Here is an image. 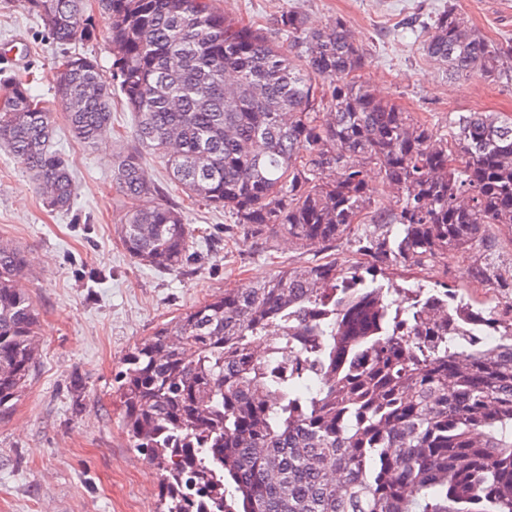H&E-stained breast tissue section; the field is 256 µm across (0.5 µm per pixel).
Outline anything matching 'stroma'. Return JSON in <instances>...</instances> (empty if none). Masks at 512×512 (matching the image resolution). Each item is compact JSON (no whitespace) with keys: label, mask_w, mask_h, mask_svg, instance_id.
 <instances>
[{"label":"stroma","mask_w":512,"mask_h":512,"mask_svg":"<svg viewBox=\"0 0 512 512\" xmlns=\"http://www.w3.org/2000/svg\"><path fill=\"white\" fill-rule=\"evenodd\" d=\"M466 21L494 43L512 42V0H457ZM225 15L271 28L294 11L308 26L340 18L365 53L361 79L435 128L447 129L459 112L512 115V71L494 84L452 79L422 49L433 17L448 0H217ZM96 36L73 44L95 57L104 82L112 80L107 25L97 0H86ZM54 44L42 23L0 0V79L35 75L34 92L53 116V147L75 178L70 210L45 207L26 170L0 145V240L23 250L30 271L26 289L40 324L32 378L13 409L0 417V512H155L160 475L132 448L120 413L117 375L131 348L154 328L224 289L263 280L281 267L317 260L315 248L287 238L261 247L223 210L189 201L170 181L164 164L144 156L146 179L164 200L182 208L196 230V255L188 268L165 273L135 261L115 228L128 202L112 186V162L130 148L133 117L112 103V131L81 147L54 95ZM492 264L483 279L481 248L423 268L389 267L403 287L448 289L475 308L512 322V232L497 230ZM81 388H74V379Z\"/></svg>","instance_id":"35a3bbf8"}]
</instances>
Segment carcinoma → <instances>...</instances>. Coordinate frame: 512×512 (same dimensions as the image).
Wrapping results in <instances>:
<instances>
[{
  "label": "carcinoma",
  "mask_w": 512,
  "mask_h": 512,
  "mask_svg": "<svg viewBox=\"0 0 512 512\" xmlns=\"http://www.w3.org/2000/svg\"><path fill=\"white\" fill-rule=\"evenodd\" d=\"M106 2L114 83L97 60L63 55L55 93L83 147L110 129L113 96L134 114L138 147L113 168L133 259L177 272L195 254L182 210L144 178L145 150L190 201L257 239H351L379 265L419 267L489 252L493 227L512 230V117L460 112L441 133L377 98L344 20L312 29L282 13L284 43L213 0ZM23 3L59 43L95 36L85 0ZM423 51L454 79L488 82L512 58L452 2ZM32 81L0 91V142L67 211L75 185ZM369 166L392 205L376 204ZM26 269L1 241L0 414L37 355ZM118 379L129 441L162 471L158 512H512V326L446 290L330 261L286 267L156 327Z\"/></svg>",
  "instance_id": "carcinoma-1"
}]
</instances>
